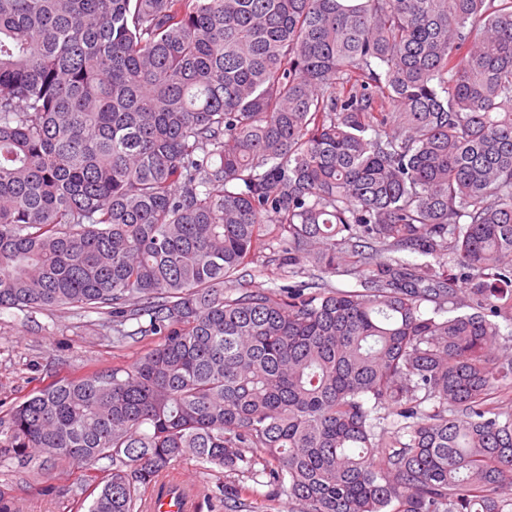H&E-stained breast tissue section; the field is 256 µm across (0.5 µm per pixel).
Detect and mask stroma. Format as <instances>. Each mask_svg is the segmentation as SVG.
Returning <instances> with one entry per match:
<instances>
[{
  "label": "stroma",
  "instance_id": "35a3bbf8",
  "mask_svg": "<svg viewBox=\"0 0 512 512\" xmlns=\"http://www.w3.org/2000/svg\"><path fill=\"white\" fill-rule=\"evenodd\" d=\"M276 257V249L265 250L257 263L249 265L247 280L259 288L303 281L309 263L287 275ZM103 320V315L75 307L0 309V421H7L12 407L52 380L133 364L143 344L130 340L124 347H113L101 328ZM84 473V468L54 462L45 463L39 472L0 452V502L10 505L12 512H87ZM174 473L204 491L200 512H225L217 480L201 462L185 459Z\"/></svg>",
  "mask_w": 512,
  "mask_h": 512
}]
</instances>
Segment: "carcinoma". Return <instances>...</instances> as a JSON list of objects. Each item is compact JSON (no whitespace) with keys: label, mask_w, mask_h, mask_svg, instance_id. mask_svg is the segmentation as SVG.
<instances>
[{"label":"carcinoma","mask_w":512,"mask_h":512,"mask_svg":"<svg viewBox=\"0 0 512 512\" xmlns=\"http://www.w3.org/2000/svg\"><path fill=\"white\" fill-rule=\"evenodd\" d=\"M275 241L317 273L242 284ZM509 256L512 0H0V309L157 338L10 412L108 461L87 512L187 456L250 512H512Z\"/></svg>","instance_id":"1"}]
</instances>
